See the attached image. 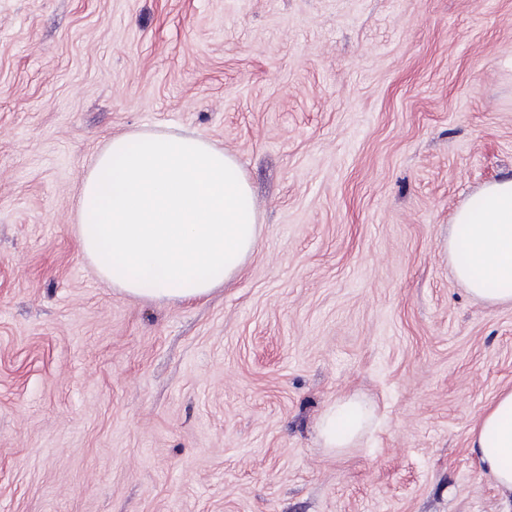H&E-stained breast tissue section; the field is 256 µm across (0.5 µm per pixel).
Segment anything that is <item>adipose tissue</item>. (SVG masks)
Here are the masks:
<instances>
[{"mask_svg": "<svg viewBox=\"0 0 512 512\" xmlns=\"http://www.w3.org/2000/svg\"><path fill=\"white\" fill-rule=\"evenodd\" d=\"M77 237L99 275L144 300L192 301L239 273L260 234L250 182L237 159L209 140L170 129L113 137L87 170ZM448 256L458 280L491 305L512 303V174L457 209ZM373 415L350 396L320 418L324 447L349 448ZM481 471L512 512V389L476 421Z\"/></svg>", "mask_w": 512, "mask_h": 512, "instance_id": "1", "label": "adipose tissue"}]
</instances>
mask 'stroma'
Instances as JSON below:
<instances>
[{"label":"stroma","instance_id":"1","mask_svg":"<svg viewBox=\"0 0 512 512\" xmlns=\"http://www.w3.org/2000/svg\"><path fill=\"white\" fill-rule=\"evenodd\" d=\"M197 134L262 227L191 302L101 281L112 137ZM512 173V0H0V512H500L469 447L512 305L448 261ZM377 405L355 447L316 423Z\"/></svg>","mask_w":512,"mask_h":512}]
</instances>
